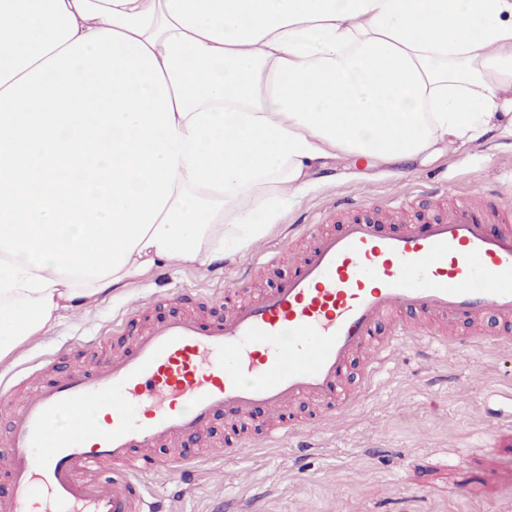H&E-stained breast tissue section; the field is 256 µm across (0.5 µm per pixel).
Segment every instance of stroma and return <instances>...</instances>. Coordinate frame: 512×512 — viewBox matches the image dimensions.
Here are the masks:
<instances>
[{"mask_svg": "<svg viewBox=\"0 0 512 512\" xmlns=\"http://www.w3.org/2000/svg\"><path fill=\"white\" fill-rule=\"evenodd\" d=\"M311 179L298 204L242 255L218 265H158L90 313L65 316L30 338L0 364V391L17 398L31 383L119 355L125 336L174 311L168 295L186 293L192 305L206 299L205 315L220 317L225 308L212 296L225 283L240 278L252 292L277 287L310 248L306 225L341 198L363 201L366 217L392 198H410L395 212L400 223L427 216L425 191L432 187L443 211L487 187L512 204V136L442 142L427 160L340 159ZM271 251L281 252L279 263L243 275L255 255ZM445 333L466 342L452 354L436 343H406L366 391V363L357 359L348 385L362 390L360 401L348 410L294 406L298 433L277 446L265 443L271 420L262 415L220 418L196 440L151 449L158 467L143 471L146 491L163 496L165 512H214L223 502L239 512H512V407L505 400L512 341H499L490 315ZM304 440L311 443L305 450ZM217 443L225 452L210 458ZM181 457L194 460L188 473L170 466Z\"/></svg>", "mask_w": 512, "mask_h": 512, "instance_id": "stroma-1", "label": "stroma"}]
</instances>
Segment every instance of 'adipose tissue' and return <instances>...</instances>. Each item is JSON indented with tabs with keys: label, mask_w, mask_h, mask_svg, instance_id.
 Returning a JSON list of instances; mask_svg holds the SVG:
<instances>
[{
	"label": "adipose tissue",
	"mask_w": 512,
	"mask_h": 512,
	"mask_svg": "<svg viewBox=\"0 0 512 512\" xmlns=\"http://www.w3.org/2000/svg\"><path fill=\"white\" fill-rule=\"evenodd\" d=\"M512 0H0V362L243 253L329 160L512 135Z\"/></svg>",
	"instance_id": "1"
}]
</instances>
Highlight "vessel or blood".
<instances>
[{"label": "vessel or blood", "instance_id": "obj_1", "mask_svg": "<svg viewBox=\"0 0 512 512\" xmlns=\"http://www.w3.org/2000/svg\"><path fill=\"white\" fill-rule=\"evenodd\" d=\"M391 207L318 235L294 276L250 300L226 285L229 315L191 312L155 319L112 360L44 382L23 395L0 430V512H163L136 474L145 449L200 435L223 414H277L301 399H336L356 353L376 350L365 384L407 339L457 346L431 319L512 322V210L490 217L462 201L429 224L387 230ZM425 315L410 325L407 314ZM391 335L374 338L381 322ZM104 411L93 423L84 412ZM68 416L69 432L58 428ZM47 448L41 462L34 449ZM121 468L96 475L104 463Z\"/></svg>", "mask_w": 512, "mask_h": 512}]
</instances>
